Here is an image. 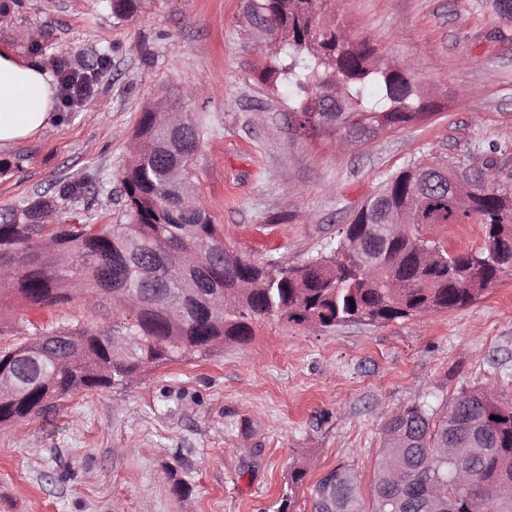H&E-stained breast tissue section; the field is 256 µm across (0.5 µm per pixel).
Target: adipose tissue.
Listing matches in <instances>:
<instances>
[{
	"mask_svg": "<svg viewBox=\"0 0 512 512\" xmlns=\"http://www.w3.org/2000/svg\"><path fill=\"white\" fill-rule=\"evenodd\" d=\"M57 88L37 60L0 49V147L27 139L55 117Z\"/></svg>",
	"mask_w": 512,
	"mask_h": 512,
	"instance_id": "adipose-tissue-1",
	"label": "adipose tissue"
}]
</instances>
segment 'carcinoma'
Returning a JSON list of instances; mask_svg holds the SVG:
<instances>
[{"instance_id": "cac0c4a2", "label": "carcinoma", "mask_w": 512, "mask_h": 512, "mask_svg": "<svg viewBox=\"0 0 512 512\" xmlns=\"http://www.w3.org/2000/svg\"><path fill=\"white\" fill-rule=\"evenodd\" d=\"M336 0H251L249 26L270 24L283 57L263 67L258 78L299 95L293 111L308 114L328 85L343 84L335 127L302 125L318 136L330 131L342 140L366 123L395 129L432 114L436 102L411 82L410 67L399 74L368 41L342 43ZM122 176L128 224L97 228L59 224L51 263L23 247L31 232L45 226L55 200L38 199L18 213L0 217V258L14 251L12 265L0 269V336L7 301L41 307L82 298L117 317L112 330L79 329L56 336L52 345L25 365H16L17 392L0 401V424L35 417L81 391L122 386L152 367L206 356L226 341L247 342L253 324L276 316L294 325L385 324L413 315L454 312L475 303L487 285L512 273V245L500 258L476 247L448 250L415 228L388 243L374 267L362 273L345 262L348 234L372 236L415 209L423 217L481 222L485 238L512 226V190L497 187L483 173L447 170L448 185H424L434 164L400 170L361 207L336 247L306 262L283 267L257 262L232 250L201 204L188 162L193 155L180 132H170L157 113L145 112ZM476 182L478 195L458 196L451 182ZM228 300L224 313H200ZM129 336L115 348L112 336ZM46 337L38 331L0 348V359L36 350ZM478 466L480 481L465 485L455 477ZM306 472H291L288 491L276 512H289ZM312 512H471L477 497L507 502L512 512V407L500 404L494 389L462 391L453 401L412 403L393 414L384 430L370 499L363 498L351 469L339 465L311 490Z\"/></svg>"}]
</instances>
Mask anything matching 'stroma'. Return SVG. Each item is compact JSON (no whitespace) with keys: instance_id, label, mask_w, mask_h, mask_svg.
<instances>
[{"instance_id":"obj_1","label":"stroma","mask_w":512,"mask_h":512,"mask_svg":"<svg viewBox=\"0 0 512 512\" xmlns=\"http://www.w3.org/2000/svg\"><path fill=\"white\" fill-rule=\"evenodd\" d=\"M352 40L414 64L435 114L355 149L296 131L288 94L257 78L269 63L243 0H0V48L97 72L81 107L0 148V214L59 183L56 224L126 223L121 178L143 112L175 107L207 133L196 193L228 243L289 265L335 244L393 173L440 161L512 173V18L491 0H338ZM15 327L107 329L110 312L75 299L10 305ZM492 384L512 404V275L472 306L331 329L271 317L246 343L149 368L120 387L79 392L49 419L0 425V512H271L306 466L294 512L328 470L374 476L384 426L414 401Z\"/></svg>"}]
</instances>
